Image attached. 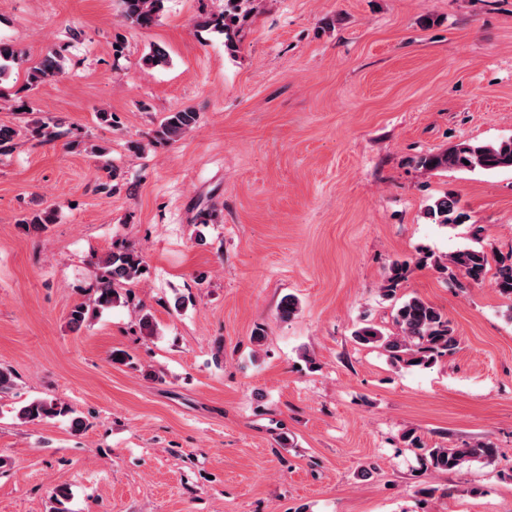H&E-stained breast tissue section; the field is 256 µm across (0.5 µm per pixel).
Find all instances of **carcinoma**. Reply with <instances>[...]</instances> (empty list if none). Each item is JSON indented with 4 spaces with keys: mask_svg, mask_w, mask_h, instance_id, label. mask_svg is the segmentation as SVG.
<instances>
[{
    "mask_svg": "<svg viewBox=\"0 0 512 512\" xmlns=\"http://www.w3.org/2000/svg\"><path fill=\"white\" fill-rule=\"evenodd\" d=\"M118 2L123 21L140 29L153 26L164 7V0ZM246 2L251 0H226L221 17L225 31L228 32L235 26L242 4ZM22 62L21 51L0 42V84L13 67ZM62 73L60 54L49 51L37 65L30 68L28 85L33 87L42 82L56 80ZM197 120V112L189 107L170 112L161 124V133L166 139L174 141L193 128ZM29 132L35 139L48 140L56 137V132L50 129L49 123L40 119L32 121ZM420 164L429 170L446 171L512 169V138L494 143L460 142L446 151L421 158ZM426 215L433 223L444 227L461 224L465 217L459 199L452 193L436 198L428 205ZM55 220L54 210L44 209L23 218L22 223L40 230L55 223ZM143 266V257L133 251L111 252L92 263V273L98 284L97 295L90 304L81 302L73 306L68 318L69 328L79 331L98 311L128 303V295L120 291L119 286L137 281L143 275L140 271ZM434 266L450 281L456 282L462 277L469 282L479 283L488 273L489 258L484 248L468 247L448 255L443 261H434ZM405 273L406 266L402 263L394 262L388 267L381 287L384 297H396ZM494 278L500 293L512 295V251L497 256ZM393 322L396 328L394 333L387 335L376 325L364 322L353 331L352 336L361 345L382 349L392 362L411 367L429 366L457 345V338L448 318L439 308L418 296L407 298L396 307ZM17 416L25 422L67 417L73 430L84 428L82 418L75 415L68 404L56 398L31 400L17 411ZM498 454L499 448L489 439L461 447L439 445L425 449L429 465L440 471H452L468 461L492 464Z\"/></svg>",
    "mask_w": 512,
    "mask_h": 512,
    "instance_id": "cac0c4a2",
    "label": "carcinoma"
}]
</instances>
